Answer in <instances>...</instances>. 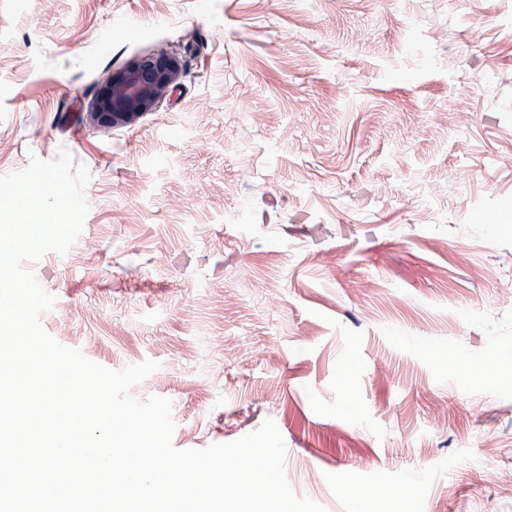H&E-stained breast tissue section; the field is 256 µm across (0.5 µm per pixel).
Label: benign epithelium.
Segmentation results:
<instances>
[{"label":"benign epithelium","instance_id":"obj_1","mask_svg":"<svg viewBox=\"0 0 512 512\" xmlns=\"http://www.w3.org/2000/svg\"><path fill=\"white\" fill-rule=\"evenodd\" d=\"M186 73L177 53L160 50L141 56L102 79L85 121L90 127L110 132L132 128L171 95Z\"/></svg>","mask_w":512,"mask_h":512}]
</instances>
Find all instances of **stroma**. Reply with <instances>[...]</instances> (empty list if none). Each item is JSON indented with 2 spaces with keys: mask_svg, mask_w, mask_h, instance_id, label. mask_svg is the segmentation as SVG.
<instances>
[{
  "mask_svg": "<svg viewBox=\"0 0 512 512\" xmlns=\"http://www.w3.org/2000/svg\"><path fill=\"white\" fill-rule=\"evenodd\" d=\"M158 50L187 62L171 98L87 127ZM63 148L89 211L25 264L42 325L158 362L132 393L171 400L175 448L270 419L326 512L374 473L409 512H512L481 472H512V0H0V175Z\"/></svg>",
  "mask_w": 512,
  "mask_h": 512,
  "instance_id": "stroma-1",
  "label": "stroma"
}]
</instances>
